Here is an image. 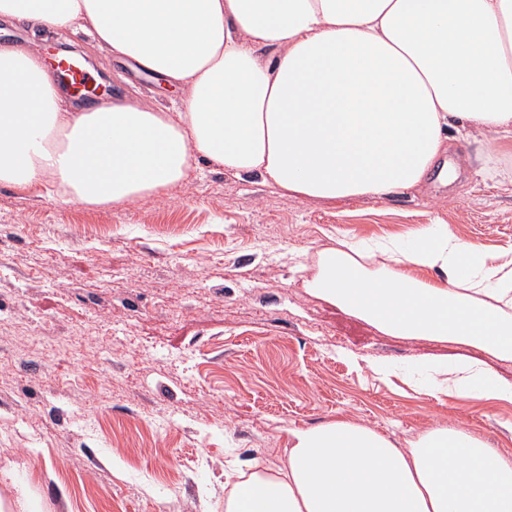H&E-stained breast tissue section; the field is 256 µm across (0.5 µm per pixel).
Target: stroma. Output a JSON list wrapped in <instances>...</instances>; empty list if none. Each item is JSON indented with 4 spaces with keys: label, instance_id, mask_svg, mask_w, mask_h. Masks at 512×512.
I'll return each instance as SVG.
<instances>
[{
    "label": "stroma",
    "instance_id": "stroma-1",
    "mask_svg": "<svg viewBox=\"0 0 512 512\" xmlns=\"http://www.w3.org/2000/svg\"><path fill=\"white\" fill-rule=\"evenodd\" d=\"M57 41L112 84L70 110L180 108L181 92L87 34ZM475 152L453 143L454 183L434 174L382 200L299 198L202 160L182 184L124 205L0 184V498L18 480L41 512H225L228 474L255 460L278 470L290 428L339 417L400 447L438 422L511 442L512 404L440 402L347 356L479 361L509 384L512 361L385 334L305 286L343 237L446 224L488 252L512 250V143L494 155L502 181L476 174Z\"/></svg>",
    "mask_w": 512,
    "mask_h": 512
}]
</instances>
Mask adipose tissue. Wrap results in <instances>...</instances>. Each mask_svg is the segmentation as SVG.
Segmentation results:
<instances>
[{"instance_id":"obj_1","label":"adipose tissue","mask_w":512,"mask_h":512,"mask_svg":"<svg viewBox=\"0 0 512 512\" xmlns=\"http://www.w3.org/2000/svg\"><path fill=\"white\" fill-rule=\"evenodd\" d=\"M0 19L81 28L160 82L151 105L66 109L43 59L0 44V184L57 183L63 203H133L195 159L297 197L383 199L424 182L450 140L512 139V0H0ZM310 288L396 336L512 359V253L449 227L342 239ZM435 399L512 404L483 363L423 364ZM287 464L254 462L226 512H512V451L448 425L407 447L339 418L288 431Z\"/></svg>"}]
</instances>
